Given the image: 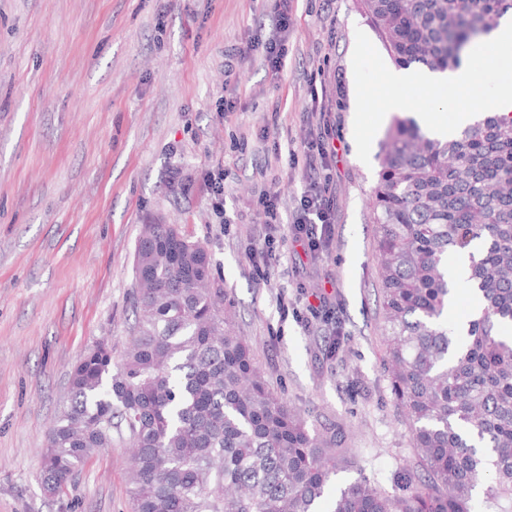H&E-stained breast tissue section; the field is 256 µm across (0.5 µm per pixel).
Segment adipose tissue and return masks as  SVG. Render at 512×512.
<instances>
[{"instance_id":"ef3b65f1","label":"adipose tissue","mask_w":512,"mask_h":512,"mask_svg":"<svg viewBox=\"0 0 512 512\" xmlns=\"http://www.w3.org/2000/svg\"><path fill=\"white\" fill-rule=\"evenodd\" d=\"M512 42V13L499 19L498 24L484 36L475 49L482 55L485 65L498 72L500 81L494 90V101L499 112H512V58H502L491 54L490 49ZM418 86L432 93H444L446 113L427 112L419 114L420 124L437 137L448 139L471 124L476 114L469 105L471 97L478 95L470 66L464 65L446 73L403 71L388 69L385 73V91L395 93Z\"/></svg>"}]
</instances>
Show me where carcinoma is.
<instances>
[{
	"mask_svg": "<svg viewBox=\"0 0 512 512\" xmlns=\"http://www.w3.org/2000/svg\"><path fill=\"white\" fill-rule=\"evenodd\" d=\"M399 67L458 69L512 0H361ZM390 390L427 479L402 494L338 480L300 414L268 388L224 319L206 249L173 224L135 245L136 322L121 362L101 339L69 373L39 480L64 492L112 434L131 512H512V114L451 139L411 117L386 132L371 196ZM469 250L478 310L448 329V258Z\"/></svg>",
	"mask_w": 512,
	"mask_h": 512,
	"instance_id": "1",
	"label": "carcinoma"
}]
</instances>
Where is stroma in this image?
Returning a JSON list of instances; mask_svg holds the SVG:
<instances>
[{
	"label": "stroma",
	"instance_id": "35a3bbf8",
	"mask_svg": "<svg viewBox=\"0 0 512 512\" xmlns=\"http://www.w3.org/2000/svg\"><path fill=\"white\" fill-rule=\"evenodd\" d=\"M283 70L264 47L269 0H0V512H130L124 444L67 494L38 474L69 370L101 338L121 358L135 321L142 227L205 246L234 331L351 478L391 495L423 474L389 387L371 193L387 121L433 107L382 91L391 59L359 0H292ZM327 137V167L302 154ZM224 171V214L209 176ZM328 181L332 238H292L300 198ZM269 191L283 222L261 224ZM272 239L259 277L252 255ZM287 310H280L279 300Z\"/></svg>",
	"mask_w": 512,
	"mask_h": 512
}]
</instances>
